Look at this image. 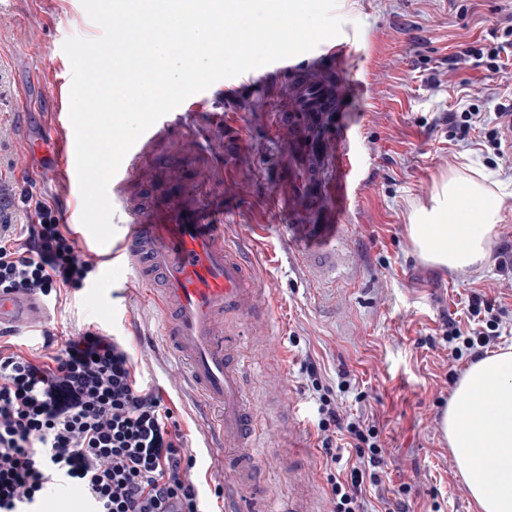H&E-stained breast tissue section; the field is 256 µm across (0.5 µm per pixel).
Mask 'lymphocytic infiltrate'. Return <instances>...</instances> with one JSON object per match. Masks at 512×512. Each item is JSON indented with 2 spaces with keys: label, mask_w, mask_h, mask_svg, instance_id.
Instances as JSON below:
<instances>
[{
  "label": "lymphocytic infiltrate",
  "mask_w": 512,
  "mask_h": 512,
  "mask_svg": "<svg viewBox=\"0 0 512 512\" xmlns=\"http://www.w3.org/2000/svg\"><path fill=\"white\" fill-rule=\"evenodd\" d=\"M96 262L64 231L47 198L15 204L0 191V290L60 300L83 287ZM471 332L448 324L454 360L481 358L498 335L502 307L472 296ZM319 438L332 467L333 512H363L367 486L381 483L376 426L339 414L316 366ZM347 434L346 446L336 444ZM354 460L344 461L342 448ZM195 458L162 397L146 391L125 347L98 332L69 339L49 360L0 345V512H44L60 486L79 487L87 512H203Z\"/></svg>",
  "instance_id": "obj_1"
}]
</instances>
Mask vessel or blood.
Segmentation results:
<instances>
[{
	"mask_svg": "<svg viewBox=\"0 0 512 512\" xmlns=\"http://www.w3.org/2000/svg\"><path fill=\"white\" fill-rule=\"evenodd\" d=\"M355 54L354 36H337L334 46H322L319 66L295 71L278 105L288 116L292 146L304 160L290 195L308 211L327 204L346 211L349 194L357 190L349 130L329 141L323 137L344 86L355 80L342 70L344 60ZM223 124L220 112L212 113L210 123L197 125L181 112L163 116L130 149L109 184V198L124 219L123 235L101 245L81 222H72L71 228L104 275L134 271L159 310L166 344L185 365L198 403L213 414V435L224 447V479L240 497L224 512H245L243 499L260 472L262 443L245 389L242 346L228 320L260 323L261 291L249 275L246 252L225 240L224 219L216 208L213 178L224 158L213 153L211 141L213 128ZM176 137L181 146L168 156L167 176L177 191L161 204L139 206L130 197L133 179L149 173L160 147ZM330 156L336 178L326 184L322 175ZM57 157L69 196L81 203L74 137L60 139ZM341 230L338 224H301L297 235L310 253L324 254ZM43 310L38 297L0 291V330L28 327Z\"/></svg>",
	"mask_w": 512,
	"mask_h": 512,
	"instance_id": "vessel-or-blood-1",
	"label": "vessel or blood"
}]
</instances>
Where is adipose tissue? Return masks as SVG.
<instances>
[{"mask_svg": "<svg viewBox=\"0 0 512 512\" xmlns=\"http://www.w3.org/2000/svg\"><path fill=\"white\" fill-rule=\"evenodd\" d=\"M467 188L468 203L458 190ZM512 186L471 164L441 176L431 207L415 209L409 237L424 261L454 270L482 269L490 258L501 199ZM482 221L470 223L471 211ZM457 214L458 223L448 221ZM460 475L477 512H512V347L473 362L456 384L441 418ZM496 462L487 470L486 458Z\"/></svg>", "mask_w": 512, "mask_h": 512, "instance_id": "1", "label": "adipose tissue"}]
</instances>
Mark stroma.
<instances>
[{
	"label": "stroma",
	"mask_w": 512,
	"mask_h": 512,
	"mask_svg": "<svg viewBox=\"0 0 512 512\" xmlns=\"http://www.w3.org/2000/svg\"><path fill=\"white\" fill-rule=\"evenodd\" d=\"M335 13L364 39L362 53L347 62L364 80L335 114L353 134L359 190L343 216L326 208L303 216L307 224H344L330 255L304 253L286 200L290 138L287 126L274 124L273 110L289 71L268 64L225 79L223 96L208 105L224 113V237L245 241L250 275L269 307L268 337L283 351L267 360L249 326L233 322L265 436L264 506L287 507L299 477L319 512L334 508L305 374L312 362L344 413L375 420L382 431L384 474L366 491L367 512H382L402 486L409 489L406 512H475L441 429L451 378L463 376L469 363L451 358L442 335L451 321L469 329L468 300L482 294L506 309L493 350L512 346V196L502 201L490 262L480 273L422 260L407 224L414 209L430 206L439 177L465 162L512 183V159L488 143L498 108L512 106V81L504 77L512 60L494 37L498 21L512 15V0H337ZM99 34L80 0H0V126L10 132L0 159L40 148L33 173L0 170V184L16 197L68 205L61 176L44 170L60 137L46 96L65 77V40ZM472 47L484 51L479 63H454ZM469 111L481 120L463 137L448 115ZM97 291L94 300L88 288L70 290L66 301L49 304L47 319L7 331L6 341L23 354L48 356L64 338L89 329L121 339L143 383L173 410L195 457L192 478L201 497L210 512H222L214 486L224 477V460L207 445L211 417L168 351L158 311L132 274L101 281ZM346 375L353 389L343 393L338 385ZM284 385L296 405L290 416L277 403ZM359 390L364 400H356ZM295 430L314 450L298 474L277 448Z\"/></svg>",
	"instance_id": "obj_1"
}]
</instances>
